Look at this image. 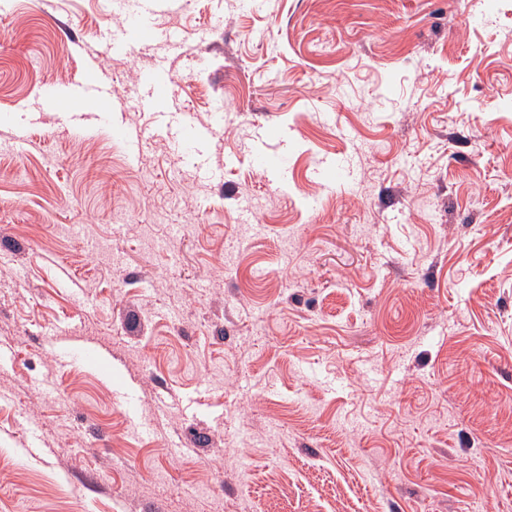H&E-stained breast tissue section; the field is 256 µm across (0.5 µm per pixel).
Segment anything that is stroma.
<instances>
[{
  "mask_svg": "<svg viewBox=\"0 0 512 512\" xmlns=\"http://www.w3.org/2000/svg\"><path fill=\"white\" fill-rule=\"evenodd\" d=\"M128 24L0 0V512H512V0ZM90 65L76 137L40 96ZM141 88L145 98H168L169 87L168 84L160 79L156 71H150L143 75L141 79ZM174 95L169 97L173 100ZM174 134L186 146L187 154L190 157L192 164L194 166L198 165L200 155L199 147L206 140L207 132L199 128L178 124L174 128Z\"/></svg>",
  "mask_w": 512,
  "mask_h": 512,
  "instance_id": "1",
  "label": "stroma"
}]
</instances>
